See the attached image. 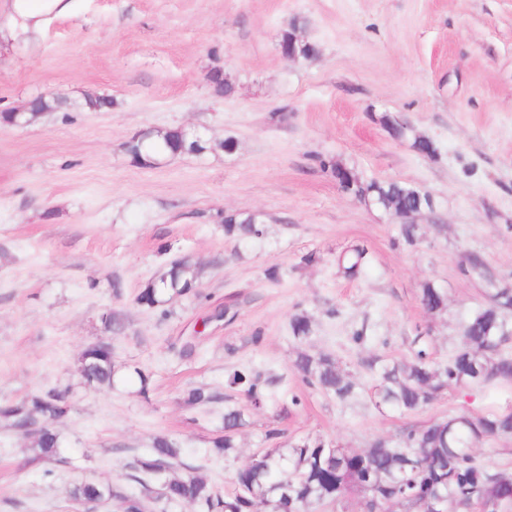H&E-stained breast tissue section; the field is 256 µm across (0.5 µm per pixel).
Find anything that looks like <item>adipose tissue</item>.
<instances>
[{
	"mask_svg": "<svg viewBox=\"0 0 512 512\" xmlns=\"http://www.w3.org/2000/svg\"><path fill=\"white\" fill-rule=\"evenodd\" d=\"M68 7V0H0V44L33 39L49 15Z\"/></svg>",
	"mask_w": 512,
	"mask_h": 512,
	"instance_id": "obj_1",
	"label": "adipose tissue"
}]
</instances>
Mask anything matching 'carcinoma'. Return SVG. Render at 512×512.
I'll list each match as a JSON object with an SVG mask.
<instances>
[{"label":"carcinoma","mask_w":512,"mask_h":512,"mask_svg":"<svg viewBox=\"0 0 512 512\" xmlns=\"http://www.w3.org/2000/svg\"><path fill=\"white\" fill-rule=\"evenodd\" d=\"M64 106L60 98L39 96L30 102V111H56ZM381 121L395 138L411 137L413 143H418L410 126L396 123L387 115ZM203 149L179 128L158 131L146 140L128 144L132 161L141 166L147 159H160L174 151L197 154ZM342 190L358 200L373 201L378 209L406 216L400 235L408 245L417 242V231L407 215L432 209L428 193L397 181L359 178L342 186ZM262 234L263 226L253 216L224 217V235L229 238L250 240ZM367 265V252L359 246L338 259V266L348 276L358 275ZM189 293L200 294L197 275L186 261L175 260L139 293L136 301L166 316L169 299ZM420 303L427 311L440 312L446 306V295L428 282L421 288ZM511 312L512 288H496L491 303L472 314L463 330L462 347L447 363L435 365L425 351L419 350L407 360L381 364L373 386L376 405L415 412L433 403L452 385L511 382L512 355L503 352L509 341L504 332ZM104 323L112 334L125 329L124 316L116 310L105 315ZM290 326L294 337L304 339L310 333V318L296 314ZM294 367L306 384L339 399L352 396L357 389L354 379L326 354L313 357L301 351ZM116 374L112 349L92 344L84 350L80 367L84 384L111 387ZM282 383L281 376L263 377L249 370H235L226 380L227 388L244 394L255 409L271 399ZM216 399L201 387L189 390L186 397L188 404L199 406ZM70 410L67 392L50 389L0 404V419L26 433L36 417L44 416L55 423ZM244 425L245 409L235 404L225 406L224 436L213 441L209 452L230 455L235 448L233 433ZM500 436H512L511 407L481 415L460 413L421 428L411 427L395 442L377 437L359 451L338 448L321 439H300L285 452L272 448L256 454L236 470L234 489L226 492L195 475L196 467L185 461V449L159 435L145 452L132 456L127 463L128 478L146 491L160 479L168 501L192 503L201 512H255L259 503L270 506L272 512H310L317 507H338L354 491L361 494L360 512H381L387 502L395 504L397 512H427L430 500L435 498L455 512L470 509L479 500L489 504L490 512H512V473L489 468L474 452L483 440ZM32 452L38 460H57V434L49 429L37 433ZM179 469L183 474H176ZM105 495L106 490L92 482L81 483L73 491V499L82 506ZM112 497L123 512H143L142 500L132 493L116 488Z\"/></svg>","instance_id":"cac0c4a2"}]
</instances>
